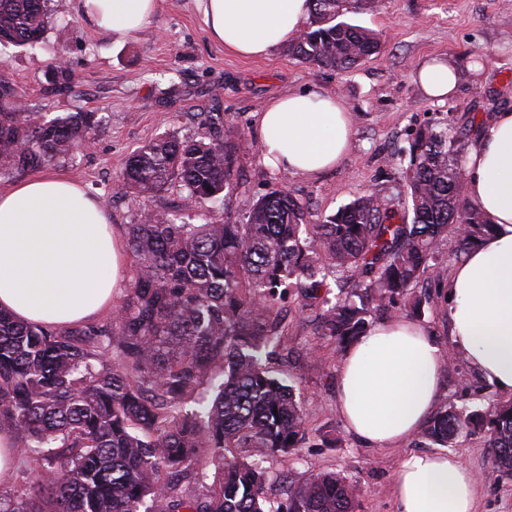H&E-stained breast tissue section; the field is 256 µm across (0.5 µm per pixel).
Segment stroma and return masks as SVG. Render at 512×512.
<instances>
[{
    "instance_id": "1",
    "label": "stroma",
    "mask_w": 512,
    "mask_h": 512,
    "mask_svg": "<svg viewBox=\"0 0 512 512\" xmlns=\"http://www.w3.org/2000/svg\"><path fill=\"white\" fill-rule=\"evenodd\" d=\"M48 7L52 22L39 46L0 45V78L21 92L32 111L51 117L99 113L102 125L93 146L44 170L78 181L123 229L138 223L144 208L179 213L184 206V193L176 186L146 201L129 195L122 185L126 159L163 132L196 135L210 114L220 117L237 156L234 189L211 215L237 221L274 190L290 191L317 219L364 191L401 198L405 188L391 158L419 127L450 114L489 118L512 111V0H362L347 19L375 30L382 49L349 71L298 62L284 47L265 59L229 54L211 40L199 0H160L155 18L121 40L91 28L77 0H48ZM61 54L76 82L71 93L62 95L49 75ZM432 55L476 66L465 73L457 95L442 102L426 99L410 78L414 64ZM322 90L339 94L351 112L353 142L347 156L315 179L267 165L254 134L256 112L276 96ZM447 292L446 282L427 278L414 290L422 301L417 324L445 348L450 345ZM279 317L287 349L275 368L300 392L313 444L269 459L268 467L296 483L317 472L338 473L361 489L356 512H394L400 462L424 450L420 436L388 448H369L354 439L337 405L342 351L318 334L313 313L301 308L294 290L280 300ZM318 359L324 372L313 366ZM505 397L468 360L443 363L438 404L474 409ZM324 436L335 439V447L320 446ZM454 452L477 478L475 512H512V479L489 475L483 437L460 438Z\"/></svg>"
}]
</instances>
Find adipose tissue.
<instances>
[{"label": "adipose tissue", "instance_id": "obj_1", "mask_svg": "<svg viewBox=\"0 0 512 512\" xmlns=\"http://www.w3.org/2000/svg\"><path fill=\"white\" fill-rule=\"evenodd\" d=\"M92 27L128 37L159 0H78ZM211 39L243 58L269 57L312 17L311 0H203ZM423 95L457 94L458 66L430 57L414 66ZM255 135L274 168L315 178L351 146L352 121L333 92L288 93L257 112ZM468 201L500 230L472 248L448 281L454 350L487 381L512 392V111L497 113L463 159ZM125 239L102 205L63 176L0 189V309L17 321L66 329L104 315L123 283ZM444 350L409 321L380 322L343 353L339 409L347 429L383 448L411 438L438 396ZM473 473L445 452L406 455L395 480L396 512H474Z\"/></svg>", "mask_w": 512, "mask_h": 512}]
</instances>
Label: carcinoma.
<instances>
[{
    "mask_svg": "<svg viewBox=\"0 0 512 512\" xmlns=\"http://www.w3.org/2000/svg\"><path fill=\"white\" fill-rule=\"evenodd\" d=\"M309 27L289 43L298 61L337 71L380 51L369 29L339 21L354 0H312ZM45 0H0V44L35 46L47 28ZM54 89L74 88L70 69L50 67ZM22 95L0 79V177L90 147L95 112L23 114ZM216 118L195 138L166 134L134 151L124 185L149 198L178 186L186 216L144 210L129 225L134 273L106 325L57 330L17 322L0 310V432L36 463L32 484L0 496V512H355L359 486L336 473L288 484L285 501L265 495L270 456L310 442L308 415L288 379L270 366L285 336L279 289L319 310L320 335L341 348L378 312L409 307L408 291L429 270L441 276L440 244L460 252L498 225L465 196L469 128L453 115L419 128L392 157L405 181L398 211L359 193L314 222L292 193L275 190L240 221L192 224L191 213L222 203L234 188L235 144ZM343 275L355 291L325 290ZM482 434L490 473L512 477V400L474 410L441 406L421 437L454 447ZM204 499L178 482L207 479Z\"/></svg>",
    "mask_w": 512,
    "mask_h": 512,
    "instance_id": "1",
    "label": "carcinoma"
}]
</instances>
